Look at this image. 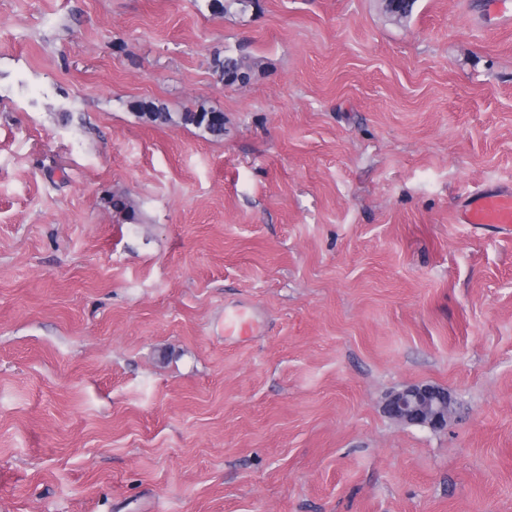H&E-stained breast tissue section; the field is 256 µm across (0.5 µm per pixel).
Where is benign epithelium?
I'll return each instance as SVG.
<instances>
[{"label": "benign epithelium", "mask_w": 512, "mask_h": 512, "mask_svg": "<svg viewBox=\"0 0 512 512\" xmlns=\"http://www.w3.org/2000/svg\"><path fill=\"white\" fill-rule=\"evenodd\" d=\"M387 414L394 420L440 430L448 426L453 400L448 392L431 384H410L390 394Z\"/></svg>", "instance_id": "7a95c632"}]
</instances>
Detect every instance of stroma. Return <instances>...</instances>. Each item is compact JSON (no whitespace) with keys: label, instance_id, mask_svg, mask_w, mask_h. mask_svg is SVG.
Returning a JSON list of instances; mask_svg holds the SVG:
<instances>
[{"label":"stroma","instance_id":"obj_1","mask_svg":"<svg viewBox=\"0 0 512 512\" xmlns=\"http://www.w3.org/2000/svg\"><path fill=\"white\" fill-rule=\"evenodd\" d=\"M499 188L512 0H0V512H512ZM255 66L256 62L250 58L234 55H224L223 58L216 57L213 60V71L224 82V86L246 83L249 81ZM239 75H242L243 80H238ZM133 109L150 123L193 126L206 131L214 138H221L224 135L223 112L208 110L201 106L182 113H172L163 103L151 100L137 101L133 104ZM214 116H218V119L212 120ZM460 219L464 224H512V193L485 190L466 200ZM385 409L397 422L440 430L448 425L453 400L446 390L438 386L410 384L391 393Z\"/></svg>","mask_w":512,"mask_h":512}]
</instances>
